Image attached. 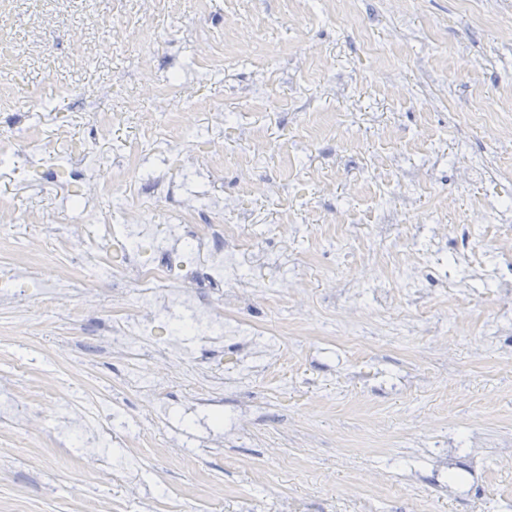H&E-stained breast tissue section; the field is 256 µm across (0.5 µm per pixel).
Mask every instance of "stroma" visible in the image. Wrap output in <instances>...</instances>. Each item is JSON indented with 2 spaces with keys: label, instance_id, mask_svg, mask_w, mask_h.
<instances>
[{
  "label": "stroma",
  "instance_id": "obj_1",
  "mask_svg": "<svg viewBox=\"0 0 512 512\" xmlns=\"http://www.w3.org/2000/svg\"><path fill=\"white\" fill-rule=\"evenodd\" d=\"M503 101L512 0H0L11 233L221 224L242 287L139 339L146 405L131 282L0 283V512H512ZM33 384L86 420L29 433Z\"/></svg>",
  "mask_w": 512,
  "mask_h": 512
}]
</instances>
